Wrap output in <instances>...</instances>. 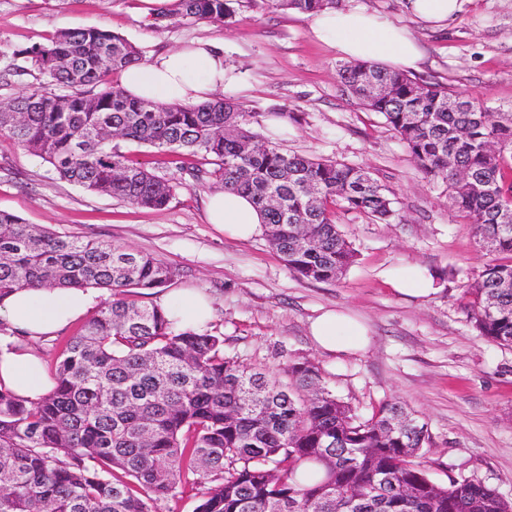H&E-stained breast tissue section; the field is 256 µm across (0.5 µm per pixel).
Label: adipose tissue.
Returning <instances> with one entry per match:
<instances>
[{"instance_id":"ef3b65f1","label":"adipose tissue","mask_w":512,"mask_h":512,"mask_svg":"<svg viewBox=\"0 0 512 512\" xmlns=\"http://www.w3.org/2000/svg\"><path fill=\"white\" fill-rule=\"evenodd\" d=\"M412 22L442 28L460 11V0H405ZM314 35L333 43L349 60L374 63L391 70L417 69L420 48L407 26L384 16L356 9H326L311 18ZM237 77L224 61V51L212 43H200L157 58L148 65H132L119 77L121 87L132 96L180 104L210 100L221 87ZM207 220L229 236H252L261 218L243 195L213 193L207 202ZM92 303L83 289L34 290L23 288L0 298V317L12 328L37 338L50 335L82 317ZM315 342L332 353L350 354L369 345L368 329L350 315L326 310L310 325ZM52 383L41 357L31 349L0 353V389L26 399L46 394Z\"/></svg>"}]
</instances>
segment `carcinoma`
Here are the masks:
<instances>
[{
  "label": "carcinoma",
  "instance_id": "obj_1",
  "mask_svg": "<svg viewBox=\"0 0 512 512\" xmlns=\"http://www.w3.org/2000/svg\"><path fill=\"white\" fill-rule=\"evenodd\" d=\"M231 0H174L156 9L227 23ZM304 14L341 0H269ZM142 62L127 39L99 27L64 29L43 44L0 52V81L33 71L8 102L26 109L0 136L45 161L59 179L124 203L162 209L176 183L131 162L118 138L212 160L203 182L246 194L289 271L334 282L356 253L333 207L376 221L394 215L396 193L363 167L288 154L260 136L254 114L216 98L198 105L132 98L114 74ZM343 91L383 116L416 165L448 185L475 226L485 262L469 288L478 336L512 346V113L362 61L338 69ZM459 103L448 109V99ZM175 270L122 245L62 235L0 210V297L19 288H102L97 317L69 337L54 387L35 400L0 389V512H155L191 487L195 512H512L482 481L438 484L417 462L428 424L398 401L370 417L337 397L321 370L290 363L255 369L224 354V337L181 329L162 307L128 290L164 287ZM261 390L260 405L245 391Z\"/></svg>",
  "mask_w": 512,
  "mask_h": 512
}]
</instances>
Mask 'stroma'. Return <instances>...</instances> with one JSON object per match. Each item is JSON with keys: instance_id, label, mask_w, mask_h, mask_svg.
Masks as SVG:
<instances>
[{"instance_id": "35a3bbf8", "label": "stroma", "mask_w": 512, "mask_h": 512, "mask_svg": "<svg viewBox=\"0 0 512 512\" xmlns=\"http://www.w3.org/2000/svg\"><path fill=\"white\" fill-rule=\"evenodd\" d=\"M232 7L227 25L174 17L157 27L147 0H0V48L44 43L80 27L112 30L149 61L199 42L223 45L239 82L219 94L258 113L253 129L262 140L367 168L396 192L397 217L389 223L337 210L357 253L340 280L298 278L263 233L246 241L224 235L205 214L217 181L197 183L171 156L135 144L123 152L178 183L165 208H135L61 181L40 158L0 138V210L165 261L175 277L156 294L134 290L135 302L150 306L187 291L207 296L213 313L204 329L223 336L227 354L266 370L313 363L337 396L367 416L385 401L401 402L428 425L422 462L432 480L475 477L512 501V346L485 341L468 317L464 293L484 262L472 225L383 118L343 91V57L313 34L309 16L268 0H232ZM411 32L424 55L417 79L447 84L490 111L512 112V0H465L448 27L415 25ZM274 112L292 118L275 128ZM409 267L433 274L437 293L396 294L392 277ZM324 309L364 321L367 351L318 348L309 326Z\"/></svg>"}]
</instances>
